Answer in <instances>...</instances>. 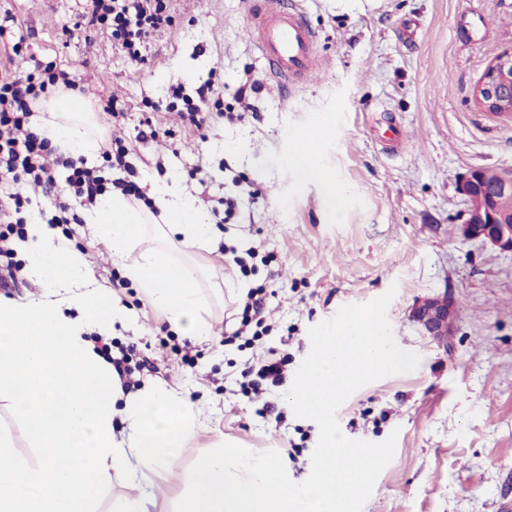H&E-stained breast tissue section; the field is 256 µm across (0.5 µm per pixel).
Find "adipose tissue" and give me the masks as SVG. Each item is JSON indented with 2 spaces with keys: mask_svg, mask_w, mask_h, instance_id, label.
<instances>
[{
  "mask_svg": "<svg viewBox=\"0 0 512 512\" xmlns=\"http://www.w3.org/2000/svg\"><path fill=\"white\" fill-rule=\"evenodd\" d=\"M93 121L90 101L62 89L33 118L54 144L90 160L103 144L91 130ZM289 163L299 180L319 184L341 204L342 188L314 155L297 147ZM152 199L163 221L164 242L156 247L142 245L146 211L122 196L102 197L85 218L116 256L138 250L125 275L172 326L209 335L198 268L176 258L173 248H207L214 236L211 217L175 180L154 186ZM15 248L43 292L26 301L0 299V401L22 420L35 454L17 453L0 434V512H96L92 491L134 468L153 472L172 463L195 437L196 416L182 398L153 386L118 405L119 384L85 335H111L114 324L126 321L125 308L97 285L84 255L56 226L28 224ZM119 413L132 429L125 439L114 433Z\"/></svg>",
  "mask_w": 512,
  "mask_h": 512,
  "instance_id": "ef3b65f1",
  "label": "adipose tissue"
}]
</instances>
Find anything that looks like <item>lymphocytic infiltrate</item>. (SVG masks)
Here are the masks:
<instances>
[{
    "instance_id": "f902f5d3",
    "label": "lymphocytic infiltrate",
    "mask_w": 512,
    "mask_h": 512,
    "mask_svg": "<svg viewBox=\"0 0 512 512\" xmlns=\"http://www.w3.org/2000/svg\"><path fill=\"white\" fill-rule=\"evenodd\" d=\"M169 0H88L83 23L105 29L130 60L144 61L150 38L171 27ZM71 74L51 62L33 61L26 77L0 67V288L15 282L20 270L12 260V235L20 234L33 217L48 218L56 225L75 224L74 205L91 206L108 193L122 195L135 205H149L137 172L129 161L132 146L122 139L108 140L103 164L86 166L82 157L59 153L56 146L31 124L33 109L49 90H74ZM224 88L206 83L195 97H183L174 88L173 98L183 99L179 116L184 129L201 131L212 111L223 110L224 119L243 120L240 112L224 111ZM41 190L46 205H33L26 187Z\"/></svg>"
}]
</instances>
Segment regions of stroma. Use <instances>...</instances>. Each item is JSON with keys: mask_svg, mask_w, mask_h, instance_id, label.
Masks as SVG:
<instances>
[{"mask_svg": "<svg viewBox=\"0 0 512 512\" xmlns=\"http://www.w3.org/2000/svg\"><path fill=\"white\" fill-rule=\"evenodd\" d=\"M319 34L321 71L282 91L266 76L246 28L244 0H171L173 25L151 39L146 60L131 61L106 31L81 25L85 0H0L11 16L0 59L26 76L32 59L76 75L93 108L116 96L133 134L145 117L165 136L138 145L143 187L178 177L191 196L206 195L223 214L238 184L254 201L218 227L217 246L198 251L199 279L212 328L207 337L168 325L135 286L113 290L128 319L106 337L109 356L134 346L138 388L175 391L194 408L199 430L165 473L140 483L149 512H173L198 456L222 442L259 453L277 450L290 474L304 480L319 439L315 422L296 417L284 394L310 351L308 330L350 303L394 291L387 316L397 345L417 353L419 367L357 390L339 409L342 432L384 441L397 433L395 455L379 475L362 512H499L512 502V254L460 238L461 175L475 167H512V115L487 113L473 89L490 61L512 49V0H382L376 9L356 0H296ZM487 19L482 41L467 42L461 17ZM20 53H13V44ZM258 79L242 121L212 119L205 134L181 129L172 110L148 114L168 88L193 91L212 80L224 105L246 79ZM329 122L319 161L344 190L343 213L320 185L296 179L291 139ZM401 128L400 148L383 149L387 124ZM165 155L164 170L151 167ZM207 170L199 185L191 172ZM71 245L85 253L93 277L111 288L126 262L75 225ZM255 247L252 269L224 266L221 245ZM265 291L269 332L252 344L228 340L231 307L252 288ZM448 294L458 318L447 347L422 336L408 312L420 298ZM287 355L284 381L259 398L241 385L249 367L270 352ZM113 480L98 493L100 512L132 493Z\"/></svg>", "mask_w": 512, "mask_h": 512, "instance_id": "1", "label": "stroma"}]
</instances>
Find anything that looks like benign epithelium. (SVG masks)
<instances>
[{"instance_id": "1", "label": "benign epithelium", "mask_w": 512, "mask_h": 512, "mask_svg": "<svg viewBox=\"0 0 512 512\" xmlns=\"http://www.w3.org/2000/svg\"><path fill=\"white\" fill-rule=\"evenodd\" d=\"M473 98L485 112L512 114V51H503L491 60L474 88ZM457 192L464 203L458 235L512 253V220H506L498 210L499 198L512 194V167L498 169L497 178L491 182L486 169L472 168L459 178ZM456 315V303L445 293L417 302L410 319L423 335L446 348Z\"/></svg>"}]
</instances>
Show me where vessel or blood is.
Instances as JSON below:
<instances>
[{"mask_svg": "<svg viewBox=\"0 0 512 512\" xmlns=\"http://www.w3.org/2000/svg\"><path fill=\"white\" fill-rule=\"evenodd\" d=\"M252 42L281 85H298L320 69L318 37L303 11L284 0H252L248 12Z\"/></svg>", "mask_w": 512, "mask_h": 512, "instance_id": "obj_1", "label": "vessel or blood"}]
</instances>
